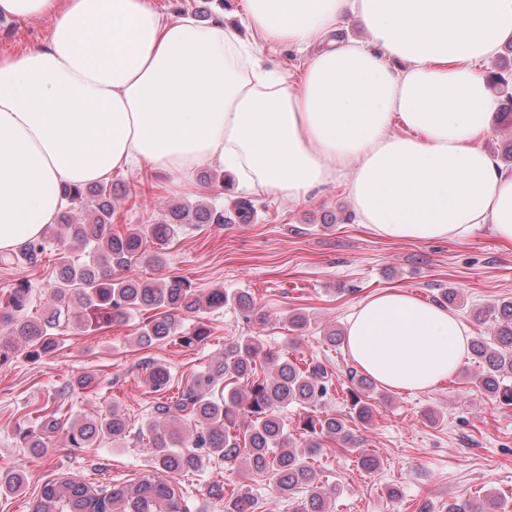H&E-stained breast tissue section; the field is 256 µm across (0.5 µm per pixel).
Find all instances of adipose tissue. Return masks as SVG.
<instances>
[{
  "label": "adipose tissue",
  "instance_id": "obj_1",
  "mask_svg": "<svg viewBox=\"0 0 512 512\" xmlns=\"http://www.w3.org/2000/svg\"><path fill=\"white\" fill-rule=\"evenodd\" d=\"M223 22L168 18L153 0H0L55 22L0 57V251L54 223L65 184L149 166L193 185L219 167L249 194L302 200L342 187L387 240L512 243V170L484 149L497 100L485 62L512 39V0H241ZM370 39H337L345 15ZM319 51H312L313 43ZM288 44L300 74L267 65ZM471 341L446 308L390 289L360 301L344 344L404 392L460 368Z\"/></svg>",
  "mask_w": 512,
  "mask_h": 512
}]
</instances>
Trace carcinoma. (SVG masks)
<instances>
[{
  "mask_svg": "<svg viewBox=\"0 0 512 512\" xmlns=\"http://www.w3.org/2000/svg\"><path fill=\"white\" fill-rule=\"evenodd\" d=\"M492 83L512 110V80L496 73ZM112 193L108 183L64 188L67 208L59 215V225L65 234L48 229L0 254L5 266L30 268L40 266L52 252L57 256V275L41 315H28L33 300L28 280L16 283L0 298V325L8 329V335L0 336V365L21 354L38 357L51 352L57 345L56 331L62 328L93 333L143 313L136 344L150 347L175 341L191 347L205 342L210 329L199 321L186 330L182 322L186 314L198 316L232 305L248 322L257 316L255 300L247 290L203 292L184 276L155 279L129 274L144 259L164 268L163 245L190 226L250 223L254 210L249 200L236 201L229 217L224 210L202 203L179 204L153 224L118 231L112 224ZM149 242L157 246L150 255ZM487 316L498 319L499 327L495 336H477L471 342L468 359L479 368L474 383L489 399L511 406L512 300L492 302L475 314L478 320ZM266 366L271 374L262 377L259 371ZM144 383L157 394L145 430L139 431L146 435L150 449L149 469L135 480L105 485L47 481L32 512H188L184 493L167 476L229 466L240 458L252 472L271 475L277 494L291 499L304 493L294 501L292 512H332L334 491L322 489L310 461L328 452L326 442L341 451L355 447L350 424L370 423L378 412L377 402L387 399L371 377L353 367L348 368L346 381L337 385L320 360L282 357L266 350L256 336H240L224 344V354L196 372L175 396H166L171 375L160 363H146ZM337 393L350 405L348 414L320 410ZM290 405L302 410L300 444L288 433L283 414ZM60 431L70 448H91L101 441L120 446L130 433L127 417L115 405L104 417L70 422L59 416V407H44L16 433L22 447L39 456L46 440ZM26 480L27 472L19 469L8 480L0 479V493L19 490ZM211 491L224 497V512L256 509L257 500L247 484L227 494L217 484ZM448 512H502V503L487 494L478 505L466 500L451 503Z\"/></svg>",
  "mask_w": 512,
  "mask_h": 512,
  "instance_id": "cac0c4a2",
  "label": "carcinoma"
}]
</instances>
